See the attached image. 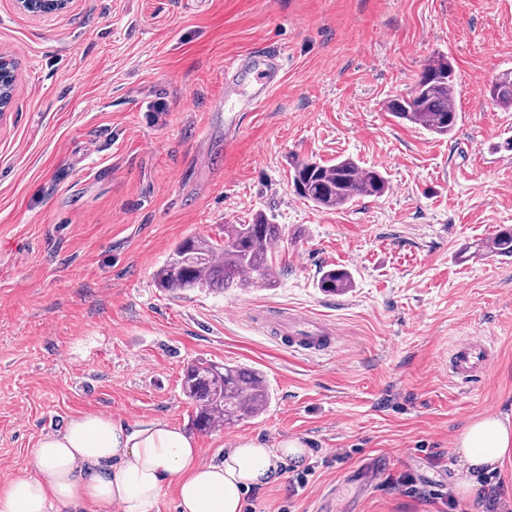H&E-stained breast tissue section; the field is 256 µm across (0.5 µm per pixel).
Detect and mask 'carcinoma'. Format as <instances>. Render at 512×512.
Listing matches in <instances>:
<instances>
[{
	"label": "carcinoma",
	"mask_w": 512,
	"mask_h": 512,
	"mask_svg": "<svg viewBox=\"0 0 512 512\" xmlns=\"http://www.w3.org/2000/svg\"><path fill=\"white\" fill-rule=\"evenodd\" d=\"M456 73L446 55H438L422 68L406 108L399 111L393 102L387 110L398 119L421 127L432 134H451L458 123L455 90ZM493 100L506 108L512 107V72L492 85ZM312 169L314 175L304 181L298 192L317 207L338 209L362 197L379 198L389 190L385 175L366 169L350 158L333 164L315 160L293 162L292 180ZM282 238V227L262 215L250 224L224 225V244L187 237L170 251L157 270L159 287L171 291L198 289L222 291L242 288L244 281L253 287L272 284L267 245ZM488 252L512 256V228L500 230L488 243ZM352 273L345 268H330L318 281V288L336 294L353 287ZM182 391L192 406V425L200 432H213L223 426L262 414L270 403V394L259 373L245 367L197 361L187 365L181 381Z\"/></svg>",
	"instance_id": "obj_1"
}]
</instances>
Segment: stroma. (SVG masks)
Returning a JSON list of instances; mask_svg holds the SVG:
<instances>
[{"mask_svg":"<svg viewBox=\"0 0 512 512\" xmlns=\"http://www.w3.org/2000/svg\"><path fill=\"white\" fill-rule=\"evenodd\" d=\"M0 53L18 69L0 115V484L76 414L168 423L220 460L237 440L309 449L315 472L250 490L244 512H445L455 437L512 413V257L479 251L512 226V0H71L31 15L0 0ZM279 56V82L224 130V64ZM446 54L460 120L438 137L389 100ZM350 157L390 190L341 209L298 196L291 163ZM266 215L284 229L267 288L166 291L154 273L188 236L223 243ZM343 267L354 286L321 292ZM334 321L332 354L279 344L269 324ZM495 347L472 389L448 350ZM196 360L258 371L267 410L192 429L181 379Z\"/></svg>","mask_w":512,"mask_h":512,"instance_id":"1","label":"stroma"}]
</instances>
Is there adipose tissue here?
Segmentation results:
<instances>
[{
  "label": "adipose tissue",
  "instance_id": "ef3b65f1",
  "mask_svg": "<svg viewBox=\"0 0 512 512\" xmlns=\"http://www.w3.org/2000/svg\"><path fill=\"white\" fill-rule=\"evenodd\" d=\"M459 479L455 492L469 494L480 475L512 459V415L489 411L468 421L455 441ZM306 455L297 439L277 448L240 440L216 464L177 427L155 423L130 427L87 414L39 440L32 450L34 474L0 485V512H151L168 487L179 512H242V496L270 483L286 461Z\"/></svg>",
  "mask_w": 512,
  "mask_h": 512
}]
</instances>
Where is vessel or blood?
Here are the masks:
<instances>
[{"mask_svg":"<svg viewBox=\"0 0 512 512\" xmlns=\"http://www.w3.org/2000/svg\"><path fill=\"white\" fill-rule=\"evenodd\" d=\"M282 70L280 62H264L259 58H235L224 66V99L219 107L228 123H236L241 109H254L270 88L277 83ZM281 340L289 349L305 355L333 352L340 331L334 322L292 312L279 328ZM492 345L481 336H463L449 350V375L460 383H473L483 378L492 364Z\"/></svg>","mask_w":512,"mask_h":512,"instance_id":"vessel-or-blood-1","label":"vessel or blood"}]
</instances>
